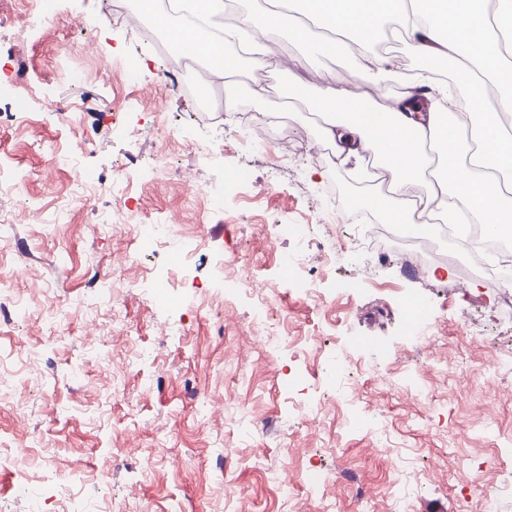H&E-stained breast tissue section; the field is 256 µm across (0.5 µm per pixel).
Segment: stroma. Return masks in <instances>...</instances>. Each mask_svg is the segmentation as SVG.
I'll return each mask as SVG.
<instances>
[{"mask_svg": "<svg viewBox=\"0 0 512 512\" xmlns=\"http://www.w3.org/2000/svg\"><path fill=\"white\" fill-rule=\"evenodd\" d=\"M272 41L282 96L298 78L392 99L400 75L420 66L401 48L393 77L373 84L353 55L314 70L288 31ZM103 50L110 71L67 79ZM145 63L149 80L123 79ZM167 68L162 46L103 0H59L49 27L0 37V157L23 177L0 194V278L24 304L0 329V356L39 365L0 384V439L35 459L26 492L0 468V512H61L55 483L41 479L56 468L84 473L71 491L87 512H391L397 502L481 512L491 490L498 512H512V307H499L501 289L444 241L447 278L378 265L364 250L326 264L324 250L361 234L339 222L344 205L383 196L382 184L335 193L347 159L315 168L295 136L320 141L311 112L243 90L225 119L206 121L195 98L161 79ZM18 75L39 90L24 120L13 115ZM247 112L268 116L267 142L240 121ZM40 142L72 159L49 185ZM210 143L224 146L219 162L201 150ZM124 167L133 184L114 179ZM81 171L99 184L87 208L72 202ZM124 195L139 223L173 224L166 246L99 231ZM304 224L319 245L299 281L285 264ZM223 255L275 289L280 329L305 338V353L256 352L250 300L225 303L215 276ZM119 262L131 285L117 291ZM307 282L323 308L306 299ZM407 296L444 347L410 339ZM88 334L97 351L83 347ZM345 349L365 394L330 416Z\"/></svg>", "mask_w": 512, "mask_h": 512, "instance_id": "1", "label": "stroma"}]
</instances>
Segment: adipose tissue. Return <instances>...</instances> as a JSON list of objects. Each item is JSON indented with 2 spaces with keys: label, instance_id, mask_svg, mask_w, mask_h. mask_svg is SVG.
Instances as JSON below:
<instances>
[{
  "label": "adipose tissue",
  "instance_id": "obj_1",
  "mask_svg": "<svg viewBox=\"0 0 512 512\" xmlns=\"http://www.w3.org/2000/svg\"><path fill=\"white\" fill-rule=\"evenodd\" d=\"M242 4L238 25L227 26L224 0H138L140 13L169 29L183 55L204 60L223 78L228 98L235 93L238 52L250 48L256 33L288 28L307 44L306 63L313 68L321 57L348 53L342 33L369 42L381 19L394 20L416 53L453 61L466 74L473 111H453L444 93L420 114L406 94L349 113L341 108L347 90L329 85L305 100L323 119L322 139L347 143L352 157L372 151L392 168L395 179L383 200L390 224L413 222L427 234L434 212L455 224L464 209L490 234L512 236V126L498 118L512 112V96L493 101L487 94L488 82L512 85V0H299L296 17L267 8L264 0ZM421 182L426 197H409L408 187Z\"/></svg>",
  "mask_w": 512,
  "mask_h": 512
}]
</instances>
